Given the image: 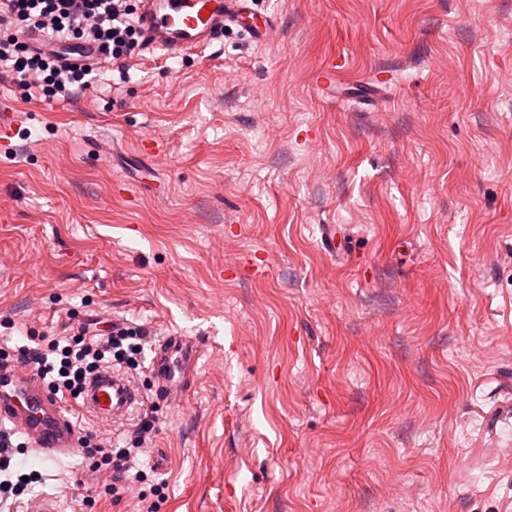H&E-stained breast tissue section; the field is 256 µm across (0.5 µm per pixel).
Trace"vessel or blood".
<instances>
[{"label":"vessel or blood","mask_w":512,"mask_h":512,"mask_svg":"<svg viewBox=\"0 0 512 512\" xmlns=\"http://www.w3.org/2000/svg\"><path fill=\"white\" fill-rule=\"evenodd\" d=\"M254 0H140L137 27L141 46L149 53L201 54L225 30L238 29L261 43L277 29L274 15L257 18ZM202 355L189 337L172 334L153 348L149 371L156 398L176 401L195 380ZM143 395L117 371L102 370L85 384L80 407L100 422H119ZM10 425L42 460L55 462L77 449L76 426L59 397L37 371L16 362L0 366V425Z\"/></svg>","instance_id":"b4317fda"}]
</instances>
